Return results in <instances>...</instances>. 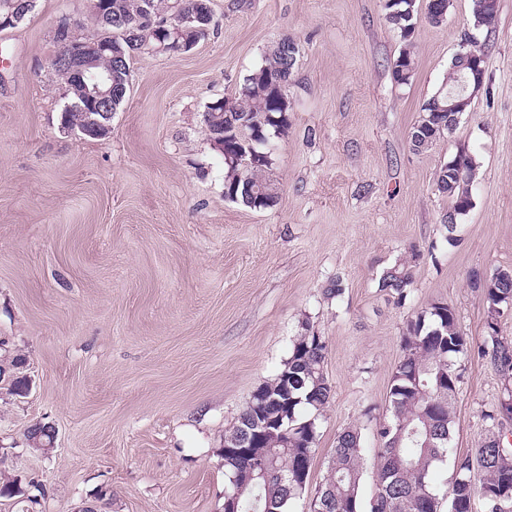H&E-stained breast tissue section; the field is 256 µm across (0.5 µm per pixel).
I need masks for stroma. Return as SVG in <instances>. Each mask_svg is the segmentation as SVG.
<instances>
[{"label": "stroma", "instance_id": "35a3bbf8", "mask_svg": "<svg viewBox=\"0 0 512 512\" xmlns=\"http://www.w3.org/2000/svg\"><path fill=\"white\" fill-rule=\"evenodd\" d=\"M92 0H36L0 31V361L19 356L30 392L0 382V453L27 493L0 512H224V434L287 360L303 324L326 343L332 396L306 492L312 512L337 435L364 436L361 497L375 491L376 430L408 321L455 308L472 345L485 339L474 275L512 266V0L494 29L472 0L445 21L419 16L413 77L384 0H212L209 36L188 53H142L111 132L62 131L67 89L51 60L62 16L94 33ZM299 48L290 126L273 138L274 207L224 197V158L203 125L237 95L281 37ZM475 38L487 92L452 133L417 152L421 106ZM475 156L474 204L448 237L436 174ZM418 251L404 303L384 269ZM343 292L329 297L330 283ZM452 445L472 454L500 395L489 358L459 356ZM51 423L47 451L27 431ZM38 504H30V496ZM408 46L409 44H407L406 47L400 51L399 55L392 64L393 79L399 84H406L407 81L412 77L416 68L414 53ZM403 72L407 73L406 77H402Z\"/></svg>", "mask_w": 512, "mask_h": 512}]
</instances>
